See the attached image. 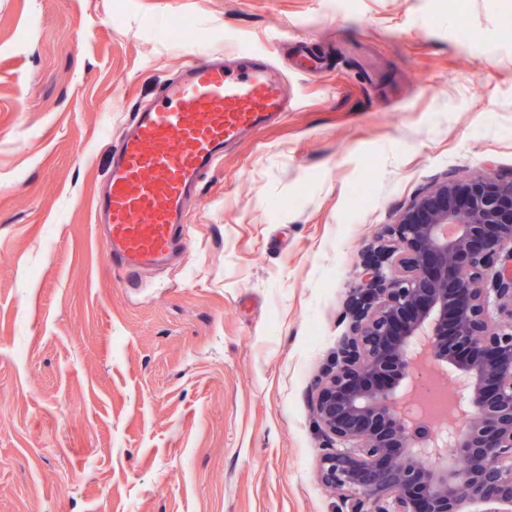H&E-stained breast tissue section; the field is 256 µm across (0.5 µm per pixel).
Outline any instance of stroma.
I'll use <instances>...</instances> for the list:
<instances>
[{
    "instance_id": "obj_1",
    "label": "stroma",
    "mask_w": 512,
    "mask_h": 512,
    "mask_svg": "<svg viewBox=\"0 0 512 512\" xmlns=\"http://www.w3.org/2000/svg\"><path fill=\"white\" fill-rule=\"evenodd\" d=\"M507 26L512 0H0V512H340L311 386L383 227L445 176L512 175ZM200 49L264 53L296 103L130 285L93 199Z\"/></svg>"
}]
</instances>
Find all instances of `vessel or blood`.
<instances>
[{"mask_svg":"<svg viewBox=\"0 0 512 512\" xmlns=\"http://www.w3.org/2000/svg\"><path fill=\"white\" fill-rule=\"evenodd\" d=\"M290 107L288 84L265 54L186 63L122 127L106 187L93 201L109 258L134 276L178 255L185 203L198 195L203 176Z\"/></svg>","mask_w":512,"mask_h":512,"instance_id":"1","label":"vessel or blood"}]
</instances>
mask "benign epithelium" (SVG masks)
I'll use <instances>...</instances> for the list:
<instances>
[{"label": "benign epithelium", "instance_id": "benign-epithelium-1", "mask_svg": "<svg viewBox=\"0 0 512 512\" xmlns=\"http://www.w3.org/2000/svg\"><path fill=\"white\" fill-rule=\"evenodd\" d=\"M424 360L453 368L434 426ZM312 400L341 512H512V177L448 176L384 227Z\"/></svg>", "mask_w": 512, "mask_h": 512}]
</instances>
